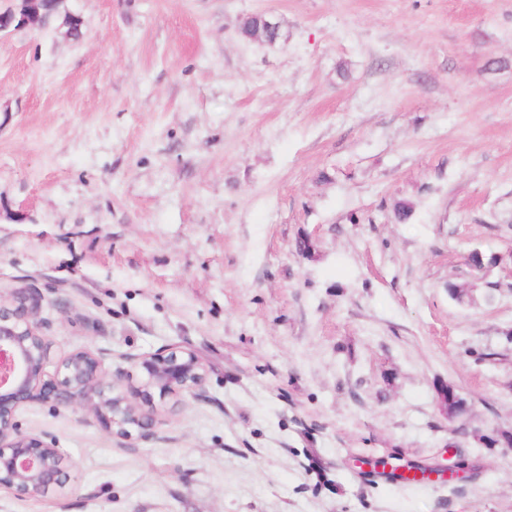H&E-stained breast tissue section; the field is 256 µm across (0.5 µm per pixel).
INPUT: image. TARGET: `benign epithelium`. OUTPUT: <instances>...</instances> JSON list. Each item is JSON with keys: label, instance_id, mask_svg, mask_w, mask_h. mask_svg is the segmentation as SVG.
Instances as JSON below:
<instances>
[{"label": "benign epithelium", "instance_id": "7a95c632", "mask_svg": "<svg viewBox=\"0 0 512 512\" xmlns=\"http://www.w3.org/2000/svg\"><path fill=\"white\" fill-rule=\"evenodd\" d=\"M39 3L31 0L28 13L0 9V32L48 24L52 13L40 11ZM43 302L36 288L0 294V488L24 495L59 493L69 473L54 439L21 430L22 408H79L113 437L128 441L154 432L155 400L193 396L207 375L197 354L180 346L129 355L125 360L133 372L113 376L102 351L78 349L54 361L44 334Z\"/></svg>", "mask_w": 512, "mask_h": 512}]
</instances>
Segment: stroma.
I'll return each instance as SVG.
<instances>
[{
  "mask_svg": "<svg viewBox=\"0 0 512 512\" xmlns=\"http://www.w3.org/2000/svg\"><path fill=\"white\" fill-rule=\"evenodd\" d=\"M60 11L81 38L0 33V290H40L52 358L176 345L208 375L145 439L22 409L70 480L0 512H512V0ZM255 14L282 38L241 39Z\"/></svg>",
  "mask_w": 512,
  "mask_h": 512,
  "instance_id": "obj_1",
  "label": "stroma"
}]
</instances>
